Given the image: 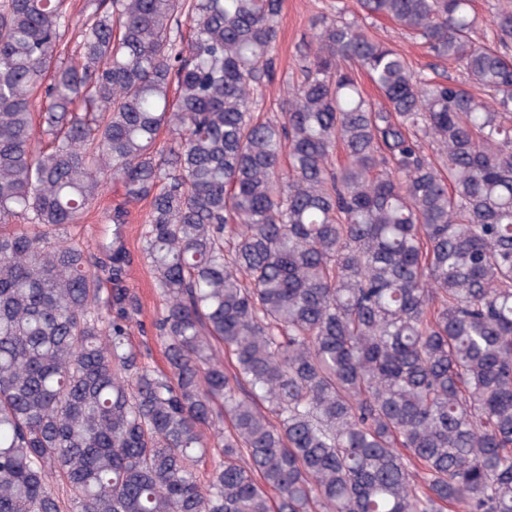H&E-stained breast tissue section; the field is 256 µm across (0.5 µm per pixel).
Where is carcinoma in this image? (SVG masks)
<instances>
[{
	"mask_svg": "<svg viewBox=\"0 0 512 512\" xmlns=\"http://www.w3.org/2000/svg\"><path fill=\"white\" fill-rule=\"evenodd\" d=\"M356 5L472 90L338 4L262 118L280 0H0V512H512V5ZM69 9L73 14V20L69 28L63 31L62 39L67 42L69 47H74L81 39V19L82 10L85 4V0H68ZM363 23L373 38L400 49L409 55L418 70H424V72L438 79H442L443 76H449L459 81L463 79L458 66L432 58L419 44L410 39L406 31L390 19L380 17L367 19ZM120 200L117 186L109 185L83 213L80 223L66 228L67 236L80 244L93 245L97 241L111 244L112 224H104V218L112 214L113 206ZM130 215L127 224H122V241L125 249L132 257L125 280L126 288L134 293L141 304L142 319L145 333L135 328L131 341L145 355L149 354L148 362L157 371L166 369L160 339L156 337L152 328L153 320L163 311L164 300L155 288L154 275L150 267L141 257V227L146 213L149 210L147 201L132 204L129 207Z\"/></svg>",
	"mask_w": 512,
	"mask_h": 512,
	"instance_id": "obj_1",
	"label": "carcinoma"
}]
</instances>
